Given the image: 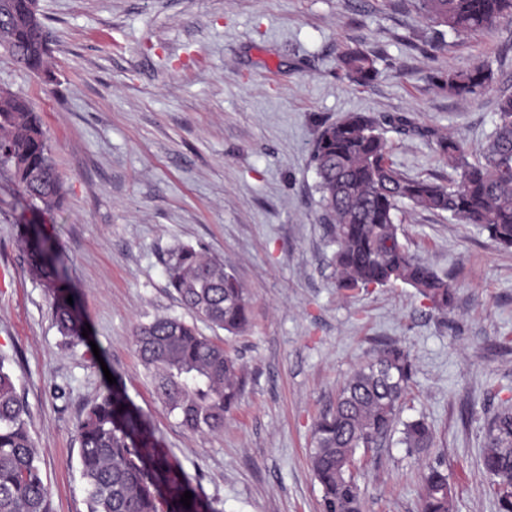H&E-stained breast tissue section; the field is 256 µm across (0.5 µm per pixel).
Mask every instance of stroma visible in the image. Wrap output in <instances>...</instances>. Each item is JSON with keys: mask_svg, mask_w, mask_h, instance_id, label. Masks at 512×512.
<instances>
[{"mask_svg": "<svg viewBox=\"0 0 512 512\" xmlns=\"http://www.w3.org/2000/svg\"><path fill=\"white\" fill-rule=\"evenodd\" d=\"M39 6L45 70L0 49V87L40 116L64 202L33 209L0 176V356L29 409L50 512H86L76 425L111 374L212 512H323L313 424L354 369L393 343L414 364L398 419L428 421L435 445L411 455L395 432L369 449L362 512H418L429 466L447 471L453 512H497L481 455L489 420L512 406V249L479 225L406 206L401 239L449 275L451 309L433 310L402 283L338 291L311 151L322 126L363 112L404 173L453 178L434 141L485 145L512 93V22L443 39L413 0ZM355 48L376 58L369 83L338 65ZM478 64L492 77L475 97L436 82ZM26 224L57 244L88 343L64 342L51 292L28 274ZM179 244L222 260L250 297L238 334L197 324L244 377L223 428L204 433L158 398L133 341L138 324L186 314L167 286Z\"/></svg>", "mask_w": 512, "mask_h": 512, "instance_id": "obj_1", "label": "stroma"}]
</instances>
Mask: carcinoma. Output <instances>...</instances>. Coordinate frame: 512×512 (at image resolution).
Returning <instances> with one entry per match:
<instances>
[{
    "label": "carcinoma",
    "instance_id": "1",
    "mask_svg": "<svg viewBox=\"0 0 512 512\" xmlns=\"http://www.w3.org/2000/svg\"><path fill=\"white\" fill-rule=\"evenodd\" d=\"M432 22L454 35L489 30L512 18V0H415ZM25 0H0V47L33 72L44 70L47 41L22 22ZM341 68L359 83L376 75L375 60L363 49L340 55ZM491 73L477 65L443 82L456 96L479 93ZM435 151L448 160L456 179L446 184L411 177L389 161V146L377 122L351 112L323 126L312 149L320 203L330 242L335 245L336 288L384 287L398 282L414 288L434 309L446 311L453 288L448 274L420 260L400 241L397 212L403 203L446 212L477 224L498 244L512 248V94L500 99L487 144L474 154L463 141L442 136ZM0 170L10 172L29 204L42 210L61 206L62 184L40 120L18 93L0 97ZM32 278L53 295L58 331L70 345L86 341L77 305L52 240L29 224L23 235ZM168 286L194 319L229 333L249 322L250 302L224 263L207 259L190 245L172 249L166 260ZM136 346L158 397L191 432L217 430L243 394L241 367L224 344L200 334L178 316L139 325ZM0 357V512H49L28 411L15 379ZM413 363L408 351L387 345L356 369L335 404L314 425L310 467L323 489V512H362L354 471L357 454L394 430L398 405L409 388ZM78 465L87 512H210L182 472L154 448L153 433L123 389L114 384L90 404L76 426ZM401 443L410 454L433 447L431 426L404 424ZM482 462L492 476L498 512H512V407L487 424ZM421 512H452L448 474L437 467L422 475ZM192 492L191 506L180 502Z\"/></svg>",
    "mask_w": 512,
    "mask_h": 512
}]
</instances>
